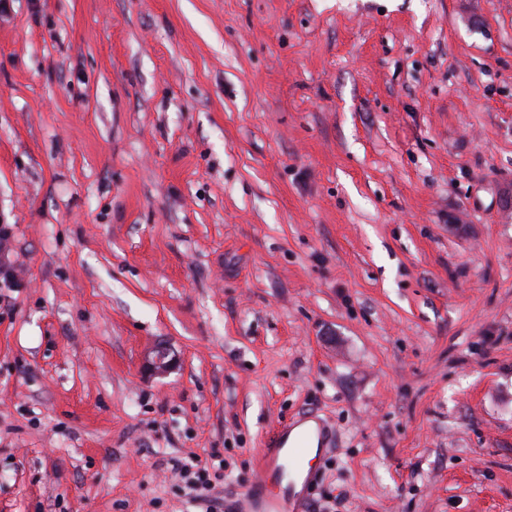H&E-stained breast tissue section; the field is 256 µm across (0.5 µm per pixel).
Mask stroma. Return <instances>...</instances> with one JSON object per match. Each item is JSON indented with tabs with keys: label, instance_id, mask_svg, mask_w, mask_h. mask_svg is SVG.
Masks as SVG:
<instances>
[{
	"label": "stroma",
	"instance_id": "stroma-1",
	"mask_svg": "<svg viewBox=\"0 0 512 512\" xmlns=\"http://www.w3.org/2000/svg\"><path fill=\"white\" fill-rule=\"evenodd\" d=\"M0 224V512H512V0H8ZM288 429L279 432L278 436L264 449L257 465L256 478L243 494V498L232 506L234 512H298L302 511L303 498L299 493L292 492L289 488L285 491L281 487V479L288 462L296 465L299 472L308 465V450H311L310 458L315 456L318 440L315 434V425L305 423L295 428L289 438V443H294L309 435L306 448V439L286 446ZM314 448V449H311Z\"/></svg>",
	"mask_w": 512,
	"mask_h": 512
}]
</instances>
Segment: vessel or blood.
<instances>
[{"label": "vessel or blood", "mask_w": 512, "mask_h": 512, "mask_svg": "<svg viewBox=\"0 0 512 512\" xmlns=\"http://www.w3.org/2000/svg\"><path fill=\"white\" fill-rule=\"evenodd\" d=\"M287 436V431H280L266 446L258 461L256 478L242 499L234 503V512H301V495L283 490L281 479L289 463H297L299 469H306L308 450L302 441L288 444Z\"/></svg>", "instance_id": "b4317fda"}]
</instances>
